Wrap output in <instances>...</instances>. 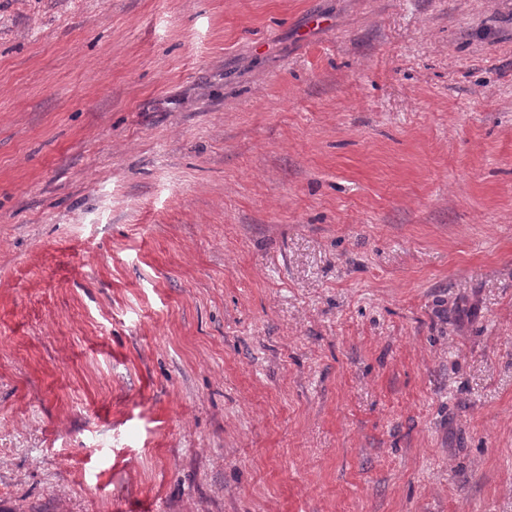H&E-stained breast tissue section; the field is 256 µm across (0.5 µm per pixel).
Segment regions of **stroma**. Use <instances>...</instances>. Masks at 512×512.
<instances>
[{
	"instance_id": "1",
	"label": "stroma",
	"mask_w": 512,
	"mask_h": 512,
	"mask_svg": "<svg viewBox=\"0 0 512 512\" xmlns=\"http://www.w3.org/2000/svg\"><path fill=\"white\" fill-rule=\"evenodd\" d=\"M0 512H512V0H0Z\"/></svg>"
}]
</instances>
